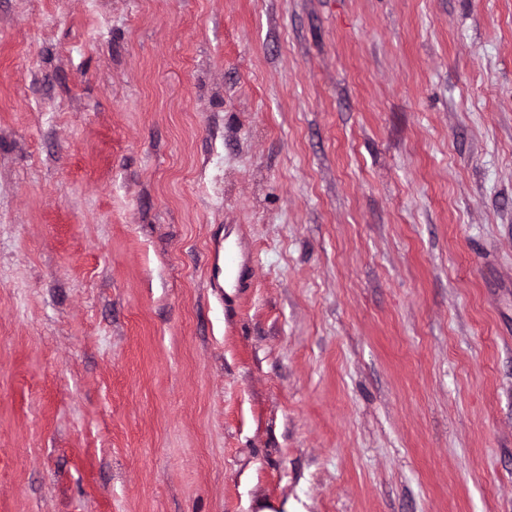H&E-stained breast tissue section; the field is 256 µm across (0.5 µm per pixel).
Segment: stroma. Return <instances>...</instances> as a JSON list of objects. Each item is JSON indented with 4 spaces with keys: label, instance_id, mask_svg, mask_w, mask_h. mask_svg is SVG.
Segmentation results:
<instances>
[{
    "label": "stroma",
    "instance_id": "35a3bbf8",
    "mask_svg": "<svg viewBox=\"0 0 512 512\" xmlns=\"http://www.w3.org/2000/svg\"><path fill=\"white\" fill-rule=\"evenodd\" d=\"M286 504L512 512V0H0V512Z\"/></svg>",
    "mask_w": 512,
    "mask_h": 512
}]
</instances>
